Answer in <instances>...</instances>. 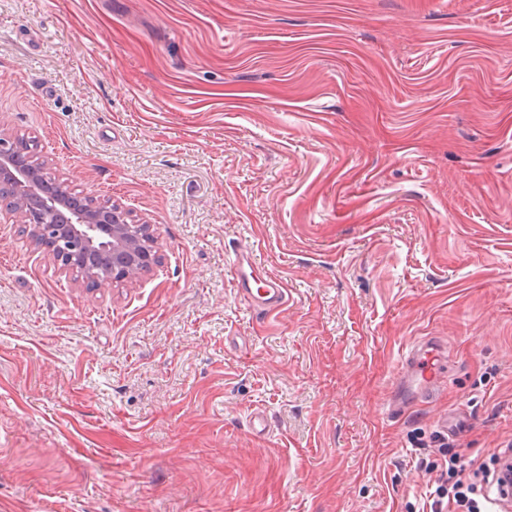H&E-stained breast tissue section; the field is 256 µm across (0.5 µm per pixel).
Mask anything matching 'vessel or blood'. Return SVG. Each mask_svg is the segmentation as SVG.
I'll return each mask as SVG.
<instances>
[{
    "label": "vessel or blood",
    "instance_id": "obj_1",
    "mask_svg": "<svg viewBox=\"0 0 512 512\" xmlns=\"http://www.w3.org/2000/svg\"><path fill=\"white\" fill-rule=\"evenodd\" d=\"M255 261L249 253H240L236 261L239 291L252 306L262 311L282 306L286 299L283 283L266 277L262 286H253ZM449 368L445 350L436 342L423 340L412 344L404 356L403 371L398 391L413 395H430L444 389L448 383Z\"/></svg>",
    "mask_w": 512,
    "mask_h": 512
}]
</instances>
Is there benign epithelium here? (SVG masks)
I'll return each instance as SVG.
<instances>
[{
	"label": "benign epithelium",
	"instance_id": "1",
	"mask_svg": "<svg viewBox=\"0 0 512 512\" xmlns=\"http://www.w3.org/2000/svg\"><path fill=\"white\" fill-rule=\"evenodd\" d=\"M21 148L15 136L0 134V188L10 193L7 211L19 218L31 241L53 258L64 273H72L83 255L107 251L104 261L112 271L84 268L85 282L104 288L116 282L136 281L160 262L153 225L130 218L121 206L84 200L64 191L66 180L57 178L59 193L42 213H25L22 204L41 190L38 177L16 164L14 151Z\"/></svg>",
	"mask_w": 512,
	"mask_h": 512
}]
</instances>
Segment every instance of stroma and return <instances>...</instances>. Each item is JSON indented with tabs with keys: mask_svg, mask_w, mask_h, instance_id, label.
<instances>
[{
	"mask_svg": "<svg viewBox=\"0 0 512 512\" xmlns=\"http://www.w3.org/2000/svg\"><path fill=\"white\" fill-rule=\"evenodd\" d=\"M0 134L160 255L92 290L0 214V512H422L441 419L512 442V0H0ZM259 265L250 257L249 252L239 254L236 261L238 290L243 294L252 306L261 311L278 308L285 303L286 288L283 283L266 275L265 282L258 286L254 292L252 280H254V268ZM402 369L397 385L401 393L430 395L444 389L448 383L446 352L430 339L416 342L409 347Z\"/></svg>",
	"mask_w": 512,
	"mask_h": 512,
	"instance_id": "1",
	"label": "stroma"
}]
</instances>
